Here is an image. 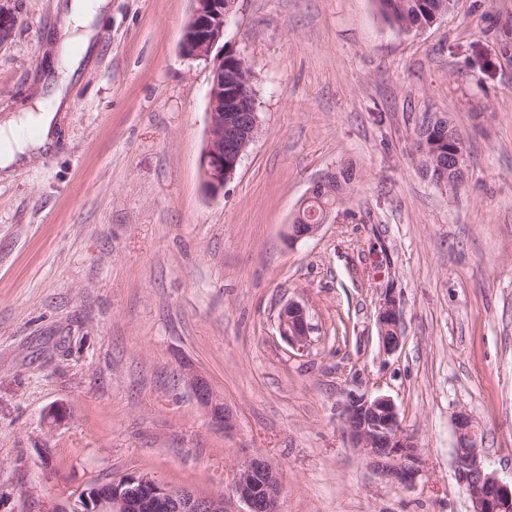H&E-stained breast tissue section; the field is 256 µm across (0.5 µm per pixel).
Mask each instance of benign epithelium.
<instances>
[{
  "mask_svg": "<svg viewBox=\"0 0 512 512\" xmlns=\"http://www.w3.org/2000/svg\"><path fill=\"white\" fill-rule=\"evenodd\" d=\"M236 0H194L184 29L181 54L191 60L208 61L216 46L234 24ZM17 23L12 9L0 2V44L11 37ZM252 80L244 87L224 92V60L213 67L207 93L208 125L200 166L205 191L211 196L224 192V185L247 154L259 128L256 90ZM318 224H291L288 242L293 244L314 236ZM382 348L396 351L402 340L399 305L387 294L377 313ZM279 335L298 351L311 342V325L305 308L295 300L285 302L278 313ZM186 381L198 404L213 424L230 428L234 416L209 380L198 373L186 374ZM456 450L453 467L457 481L468 495L472 512H512V484H506L489 470L482 454V441L472 417L460 410L453 417ZM345 434L352 447L367 458L384 477L402 485L415 483L423 472V458L413 437L404 434L394 401L386 395L352 396L344 407ZM235 493L246 512H279V473L261 454L241 465L235 479ZM82 512H228L224 496L201 497L188 489L175 491L143 473H131L112 491L97 487L85 490Z\"/></svg>",
  "mask_w": 512,
  "mask_h": 512,
  "instance_id": "7a95c632",
  "label": "benign epithelium"
}]
</instances>
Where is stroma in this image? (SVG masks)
I'll return each instance as SVG.
<instances>
[{"label": "stroma", "instance_id": "obj_1", "mask_svg": "<svg viewBox=\"0 0 512 512\" xmlns=\"http://www.w3.org/2000/svg\"><path fill=\"white\" fill-rule=\"evenodd\" d=\"M10 6L0 123L41 96L64 18L63 0ZM192 8L108 0L53 147L0 174V512H79L89 484L131 472L241 512L253 453L280 472V512H470L456 411L512 482V0H452L412 31L374 0H237L226 38L255 76L260 130L216 197L200 174L212 67L180 53ZM427 112L465 137L457 191L420 172ZM347 162L343 204L289 243L311 182ZM388 292L392 354L376 324ZM290 299L312 326L303 352L277 329ZM380 394L426 462L407 489L343 434L349 397ZM377 324L382 348L387 352L396 351L402 340L399 305L392 294H385L377 313ZM186 381L198 404L207 412L213 424L230 428L233 425L234 416L230 408L224 404L223 398L218 396L209 380L198 373H186Z\"/></svg>", "mask_w": 512, "mask_h": 512}]
</instances>
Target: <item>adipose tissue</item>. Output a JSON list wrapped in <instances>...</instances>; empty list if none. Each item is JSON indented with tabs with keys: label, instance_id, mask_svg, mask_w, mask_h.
I'll return each mask as SVG.
<instances>
[{
	"label": "adipose tissue",
	"instance_id": "obj_1",
	"mask_svg": "<svg viewBox=\"0 0 512 512\" xmlns=\"http://www.w3.org/2000/svg\"><path fill=\"white\" fill-rule=\"evenodd\" d=\"M105 5L106 0H69L65 7L63 35L54 45L57 69L49 80L52 102L37 103L25 116L0 124V168L20 161L30 151H44L53 144L55 114L66 104L70 77L89 48L94 34L92 24ZM22 126L34 128V135L19 136L18 129Z\"/></svg>",
	"mask_w": 512,
	"mask_h": 512
}]
</instances>
